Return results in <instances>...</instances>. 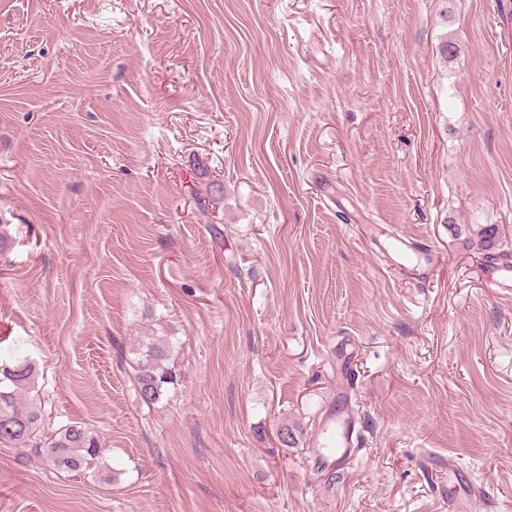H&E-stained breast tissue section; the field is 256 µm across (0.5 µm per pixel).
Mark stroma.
<instances>
[{"label":"stroma","mask_w":512,"mask_h":512,"mask_svg":"<svg viewBox=\"0 0 512 512\" xmlns=\"http://www.w3.org/2000/svg\"><path fill=\"white\" fill-rule=\"evenodd\" d=\"M508 42L512 0H0V349L102 444L69 475L0 446V512H448L452 458L512 512ZM347 343L360 446L320 468ZM382 236H385L382 243L379 239L376 240V238L375 241L378 242L376 245L383 254L389 256L391 253L401 262H411L414 258L418 260L420 257V260L423 262V274L437 266L442 260L441 254L436 249L422 247L411 236L393 234L391 232L383 233ZM487 275L496 288L503 293H512V262L507 258L489 264ZM137 362L138 395L146 405H156L171 386L177 385V374L168 366V336H145Z\"/></svg>","instance_id":"obj_1"}]
</instances>
